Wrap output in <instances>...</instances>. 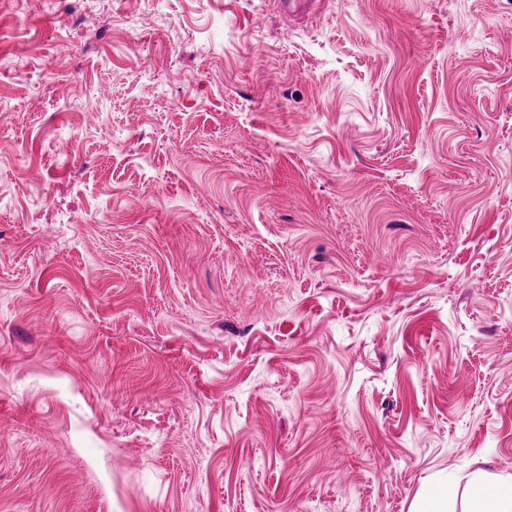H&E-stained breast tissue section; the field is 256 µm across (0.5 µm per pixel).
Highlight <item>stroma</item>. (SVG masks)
I'll return each instance as SVG.
<instances>
[{
  "mask_svg": "<svg viewBox=\"0 0 512 512\" xmlns=\"http://www.w3.org/2000/svg\"><path fill=\"white\" fill-rule=\"evenodd\" d=\"M512 478V0H0V512H411ZM326 0H278L276 1L279 11L288 16V19L315 13L325 7ZM454 492L455 485L448 480L443 481L427 491L414 512H447L448 500L454 495Z\"/></svg>",
  "mask_w": 512,
  "mask_h": 512,
  "instance_id": "35a3bbf8",
  "label": "stroma"
}]
</instances>
